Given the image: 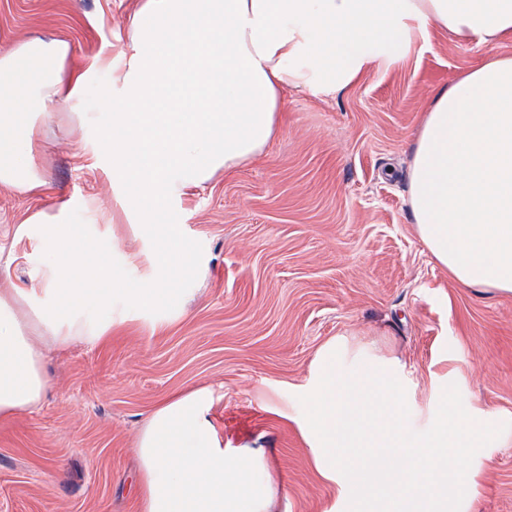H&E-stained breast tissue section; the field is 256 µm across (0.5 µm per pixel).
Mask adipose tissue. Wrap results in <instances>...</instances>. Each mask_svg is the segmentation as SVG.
Here are the masks:
<instances>
[{
	"label": "adipose tissue",
	"instance_id": "1",
	"mask_svg": "<svg viewBox=\"0 0 512 512\" xmlns=\"http://www.w3.org/2000/svg\"><path fill=\"white\" fill-rule=\"evenodd\" d=\"M445 31L512 41V0H140L119 58L83 70L68 42L33 35L0 49V185L48 188L34 159L61 104L92 134L124 213L154 252L149 276L109 262L115 242L72 221L74 202L33 212L35 285L0 267V419L34 411L51 382L42 344L99 343L129 310H181L204 268L173 201L259 157L289 91L334 94ZM107 77L94 108V75ZM418 235L459 284L512 294V55L493 54L437 90L409 168ZM208 388L162 402L137 441L140 512H271L260 448H228Z\"/></svg>",
	"mask_w": 512,
	"mask_h": 512
}]
</instances>
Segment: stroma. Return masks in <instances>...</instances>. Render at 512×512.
<instances>
[{"label": "stroma", "instance_id": "obj_1", "mask_svg": "<svg viewBox=\"0 0 512 512\" xmlns=\"http://www.w3.org/2000/svg\"><path fill=\"white\" fill-rule=\"evenodd\" d=\"M139 0H0V47L38 33L67 41L74 66L117 51ZM512 55L432 33L401 63L335 95L289 93L262 155L177 204L205 256L184 311L135 313L104 342L45 347L52 387L36 410L0 420V512H140L138 436L167 397L213 391L224 444L266 453L272 512H342L288 410L319 348L344 337L397 359L416 407L462 397L506 424L460 512H512V294L452 280L420 240L408 200L418 128L435 90ZM50 191L0 186V258L30 287L40 244L15 229L54 199L114 230L113 264L149 274L151 250L121 212L90 144L59 114L37 156Z\"/></svg>", "mask_w": 512, "mask_h": 512}]
</instances>
